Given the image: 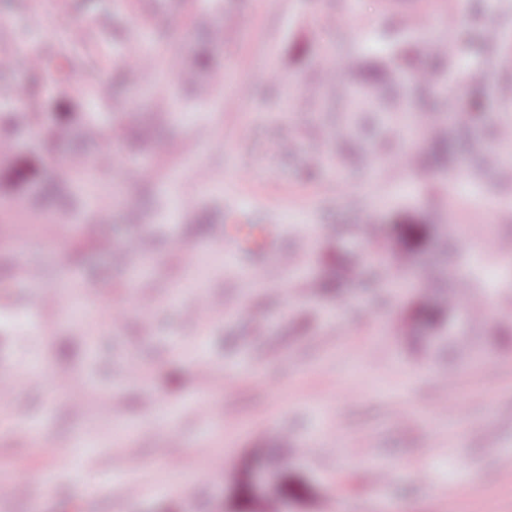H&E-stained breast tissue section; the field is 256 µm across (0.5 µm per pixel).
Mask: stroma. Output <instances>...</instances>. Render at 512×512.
<instances>
[{
	"mask_svg": "<svg viewBox=\"0 0 512 512\" xmlns=\"http://www.w3.org/2000/svg\"><path fill=\"white\" fill-rule=\"evenodd\" d=\"M145 3L0 0V84L39 82L37 122L13 131L16 148L0 157V354L31 377L0 400V512H228L253 451L283 438L312 451L293 461L310 493L279 512H512V344L497 334L512 327V257L497 249L512 241V185L471 175L467 138L452 140L467 167L443 178L414 166L427 139L372 127L360 139L377 166L338 169L341 115L312 99L322 63L350 48L367 58L410 48L429 68L405 19L439 31L447 0H182L158 13ZM201 13L215 15L223 44L194 28ZM459 17L458 68L489 75L477 124L512 122V0H479ZM492 24L506 39L497 52L485 41ZM133 40L160 60L206 54L223 87L150 110L117 81ZM62 46L90 52L97 82L76 68L59 83ZM478 92L456 90L463 104ZM87 113L116 148L83 147L95 205L63 183L44 197L72 150L41 142ZM231 216L274 225L265 257L225 246ZM451 217L480 240L468 261L491 294L485 321L451 315L475 362L410 344L400 327L417 296L382 284L357 233L378 225L376 243L413 273L433 269L444 289L457 258L441 230ZM13 224L28 227L23 247ZM131 236L147 240L141 260L122 247ZM24 260L54 300L26 287ZM116 307L126 315L115 325ZM132 359L143 380L125 381ZM210 368L223 383L209 385ZM71 386L85 406L69 403ZM129 481L145 494L129 496Z\"/></svg>",
	"mask_w": 512,
	"mask_h": 512,
	"instance_id": "obj_1",
	"label": "stroma"
}]
</instances>
